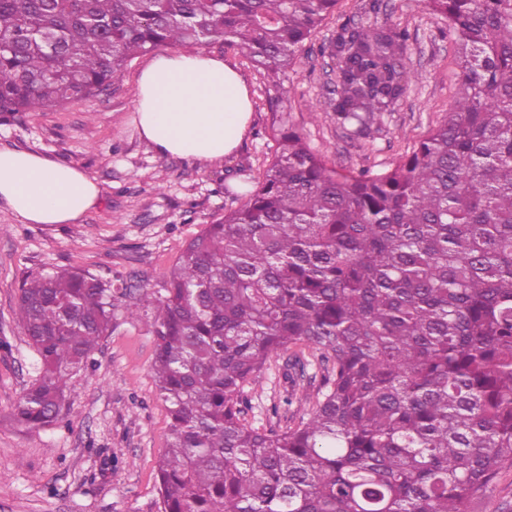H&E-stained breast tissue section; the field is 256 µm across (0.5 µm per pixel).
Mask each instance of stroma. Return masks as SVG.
<instances>
[{"label":"stroma","mask_w":512,"mask_h":512,"mask_svg":"<svg viewBox=\"0 0 512 512\" xmlns=\"http://www.w3.org/2000/svg\"><path fill=\"white\" fill-rule=\"evenodd\" d=\"M338 0L298 52L280 88L237 50L216 42L206 54L223 57L243 76L252 119L235 151L204 163L159 155L134 123L141 71L170 46L137 55L122 76L98 94L0 124V149L40 154L76 167L102 189L98 203L74 224H27L0 202V512H156V469L167 446L169 415L150 365L154 337L146 321L117 310L100 341L93 368L72 375L65 422L29 428L14 405L34 376L36 356L18 321L23 282L58 267H77L104 279L122 278L134 293L161 292L187 242L203 225L239 207L263 178L274 155L280 119L303 133L328 165L358 174L396 167L448 115L458 87L459 58L447 19L424 0ZM376 21L410 35L403 64L409 81L393 111L353 135L336 118L334 59L320 54L337 29ZM287 354L270 358L243 393L254 427L281 431L310 408L324 371L308 368L291 386ZM468 512H512V464L501 465L490 489Z\"/></svg>","instance_id":"35a3bbf8"}]
</instances>
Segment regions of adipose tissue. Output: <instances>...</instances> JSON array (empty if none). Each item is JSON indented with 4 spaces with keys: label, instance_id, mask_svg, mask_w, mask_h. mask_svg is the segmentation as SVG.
<instances>
[{
    "label": "adipose tissue",
    "instance_id": "ef3b65f1",
    "mask_svg": "<svg viewBox=\"0 0 512 512\" xmlns=\"http://www.w3.org/2000/svg\"><path fill=\"white\" fill-rule=\"evenodd\" d=\"M141 136L164 156L219 162L240 144L251 117L241 74L204 53L152 60L135 105ZM87 173L29 151H0V201L29 224H74L99 201Z\"/></svg>",
    "mask_w": 512,
    "mask_h": 512
}]
</instances>
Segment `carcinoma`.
<instances>
[{
    "instance_id": "carcinoma-1",
    "label": "carcinoma",
    "mask_w": 512,
    "mask_h": 512,
    "mask_svg": "<svg viewBox=\"0 0 512 512\" xmlns=\"http://www.w3.org/2000/svg\"><path fill=\"white\" fill-rule=\"evenodd\" d=\"M338 0H0V121L118 80L162 45L238 50L278 84ZM460 50L448 118L393 170L343 173L285 127L247 200L206 225L152 313L170 417L157 512H467L512 460V0H427ZM407 30L336 32L333 111L364 132L408 76ZM117 308L68 267L26 281L37 374L16 420H64ZM326 370L307 416L252 427L244 385L290 347Z\"/></svg>"
}]
</instances>
